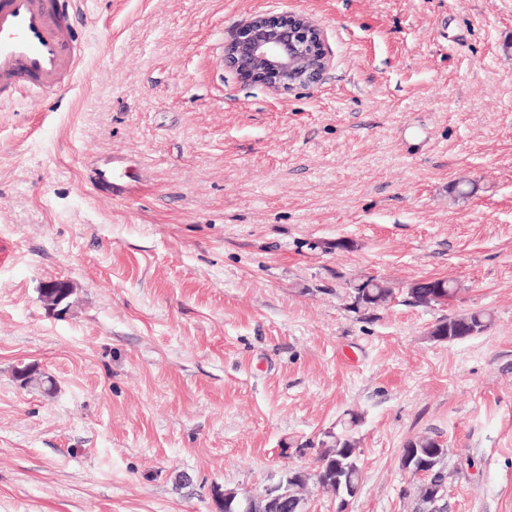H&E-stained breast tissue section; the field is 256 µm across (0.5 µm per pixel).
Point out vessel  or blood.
<instances>
[{
  "instance_id": "obj_1",
  "label": "vessel or blood",
  "mask_w": 512,
  "mask_h": 512,
  "mask_svg": "<svg viewBox=\"0 0 512 512\" xmlns=\"http://www.w3.org/2000/svg\"><path fill=\"white\" fill-rule=\"evenodd\" d=\"M70 0H0V104L54 98L83 62Z\"/></svg>"
}]
</instances>
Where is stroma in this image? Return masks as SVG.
Instances as JSON below:
<instances>
[{
  "label": "stroma",
  "instance_id": "obj_1",
  "mask_svg": "<svg viewBox=\"0 0 512 512\" xmlns=\"http://www.w3.org/2000/svg\"><path fill=\"white\" fill-rule=\"evenodd\" d=\"M72 89L0 107V512H216L314 470L344 414L347 512H417L405 442L448 450L443 512H512V0H75ZM332 65L276 94L225 68L260 14ZM123 160L134 192L90 176ZM462 192H455V185ZM349 240L346 251L309 242ZM375 275L445 307L347 308ZM68 282L66 309L43 282ZM487 310L438 342L441 317ZM34 363L53 394L20 386ZM411 286L405 295L407 302L417 306L428 308L433 305H439L435 302L433 296L436 293V288H446L448 291V301L454 298L451 292L455 288V281L446 278H421L410 284ZM491 323V315L483 310L471 311L463 315H448L435 324L438 339L435 341L453 343L483 333ZM448 330L451 339L448 340ZM476 334V335H474ZM348 418L336 424V432L324 434L325 440L320 442L322 448L317 457V467L310 480L314 477L319 484L318 477L322 478L323 484L336 475L338 471L343 481L358 485L361 480V468L357 453L358 440L356 437L357 428L362 423V417L356 413L349 412Z\"/></svg>",
  "mask_w": 512,
  "mask_h": 512
}]
</instances>
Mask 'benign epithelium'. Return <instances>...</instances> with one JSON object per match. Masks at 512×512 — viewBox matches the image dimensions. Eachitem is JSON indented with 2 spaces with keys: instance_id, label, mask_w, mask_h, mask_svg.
Masks as SVG:
<instances>
[{
  "instance_id": "1",
  "label": "benign epithelium",
  "mask_w": 512,
  "mask_h": 512,
  "mask_svg": "<svg viewBox=\"0 0 512 512\" xmlns=\"http://www.w3.org/2000/svg\"><path fill=\"white\" fill-rule=\"evenodd\" d=\"M332 62L323 33L299 13L257 15L236 31L224 47V66L277 94L318 84ZM288 500L273 484L250 501L273 512Z\"/></svg>"
}]
</instances>
